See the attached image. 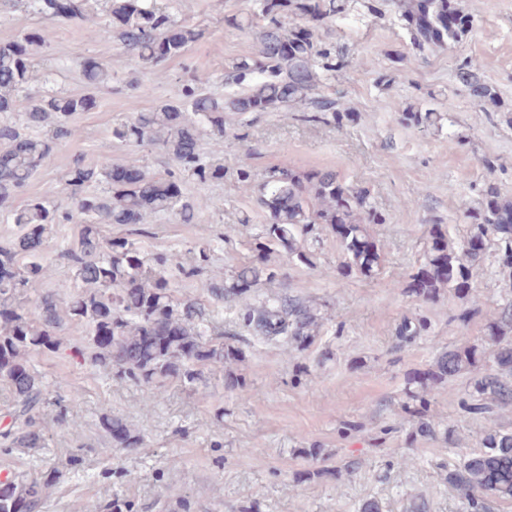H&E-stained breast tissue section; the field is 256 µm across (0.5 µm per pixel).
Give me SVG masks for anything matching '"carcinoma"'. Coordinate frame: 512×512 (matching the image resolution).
<instances>
[{"label":"carcinoma","instance_id":"carcinoma-1","mask_svg":"<svg viewBox=\"0 0 512 512\" xmlns=\"http://www.w3.org/2000/svg\"><path fill=\"white\" fill-rule=\"evenodd\" d=\"M27 10L43 19L41 28L0 41V212H6L16 234L0 246V382L14 395L6 412L10 423L0 432L3 448H45L47 431L36 412L47 392L31 368L34 351L56 353L66 326L89 327L88 358L100 370L115 373L144 388L145 408L163 393L167 381L194 383L203 369L219 366L228 374L227 385L249 395L243 381L233 377L242 355L219 338L210 312L200 299L177 295L176 282L196 279L200 295L238 307L243 325L265 341L293 349L308 347L319 333L320 309L286 294L256 299L257 288L277 277L270 254L308 268L317 266L316 236L321 225L336 237L341 260L325 268L326 277H375L382 269L383 253L370 226L383 216L370 200V192L339 179L333 171H299L274 167L257 178L246 153L236 171L239 188L256 193V201L269 212L253 243V260L226 275H203L207 248L198 249L199 263H173L166 255L146 259L135 240L105 236L104 224H148L167 217L182 224L194 221L205 202L184 192L175 173L164 177L149 172L136 157L119 163L107 158L99 165L77 164L64 176L71 191V208L61 210L42 198L11 208L18 195L38 173L56 144L74 140L80 129L72 117L99 106L92 94H67L49 89L21 99V92L41 77L39 58L60 22L104 17V37L113 40L143 70L152 71L169 59L182 57L206 30L178 18L166 0H25ZM419 52L446 50L470 33L477 23L462 0H380ZM350 0H250L249 9L225 17V22L253 32L257 50L233 59L225 67L224 94L206 91L209 76L201 73L186 85L179 98L158 104L148 112L112 127V138L134 146L162 147L177 168L201 183L224 180V126L230 117L298 108L313 115L307 121L343 125L347 108L320 92L329 76L345 63V53L318 40L319 29L348 19ZM83 74L92 86L112 83V68L89 58ZM481 65L470 61L457 77L469 88L477 105L496 100V91L481 77ZM402 120L415 128L441 129L452 118L432 109L411 107ZM119 168L137 170L126 179L114 175ZM103 186L89 191L87 187ZM469 230L452 241L441 224L429 225L423 255L408 274L401 292L435 303L446 290L464 299L475 288L480 263L492 258L500 272L512 279V199L501 196L493 183L486 186L481 208L464 213ZM56 224H77V239L61 252L73 272L44 293L35 308L25 305L24 294L37 281L54 276L45 254ZM428 330L422 317H405L398 336L412 343ZM470 376L465 412L491 413L512 406V299L501 304L487 323L482 344L466 341L443 350L425 369L406 375V399L400 405L401 423L409 441L436 436L428 418L430 394L448 380ZM102 425L116 447L129 449L142 438L123 423L102 415ZM56 475L32 479L10 477L0 481V512H42ZM448 487L463 512H484L489 498L512 500V430L487 432L481 446L460 457L448 469Z\"/></svg>","mask_w":512,"mask_h":512}]
</instances>
